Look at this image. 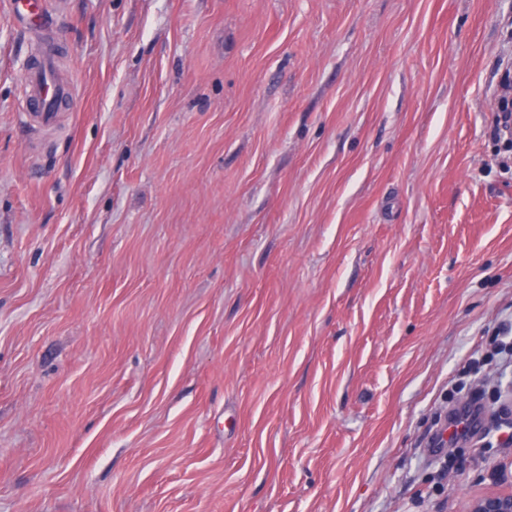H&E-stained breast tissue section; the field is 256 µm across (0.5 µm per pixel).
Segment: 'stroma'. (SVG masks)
I'll return each instance as SVG.
<instances>
[{
  "instance_id": "stroma-1",
  "label": "stroma",
  "mask_w": 512,
  "mask_h": 512,
  "mask_svg": "<svg viewBox=\"0 0 512 512\" xmlns=\"http://www.w3.org/2000/svg\"><path fill=\"white\" fill-rule=\"evenodd\" d=\"M0 0V512H468L512 321V0ZM41 0H10V8L16 19L27 27L50 29L48 19L40 7ZM36 59L32 63L29 73L30 78L25 85V100L28 106L44 105L40 113V119L49 123L54 119L52 109L47 107V103L59 97H72V89L66 84H56L50 76V65L47 58L42 56L40 50L35 49ZM495 361L501 363L502 367L509 368L512 365V336H494L489 348L481 358L474 359L476 363Z\"/></svg>"
}]
</instances>
